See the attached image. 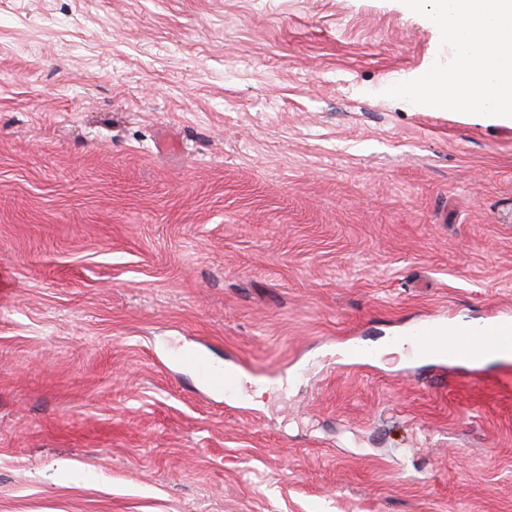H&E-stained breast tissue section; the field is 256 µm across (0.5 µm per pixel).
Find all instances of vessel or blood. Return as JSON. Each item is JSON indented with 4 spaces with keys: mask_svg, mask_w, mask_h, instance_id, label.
I'll list each match as a JSON object with an SVG mask.
<instances>
[{
    "mask_svg": "<svg viewBox=\"0 0 512 512\" xmlns=\"http://www.w3.org/2000/svg\"><path fill=\"white\" fill-rule=\"evenodd\" d=\"M409 341L419 355L462 367L474 352L487 347L512 351V315L480 324L451 323L439 317L426 319L410 331ZM174 358L194 367L213 391L230 394L237 387L234 367L214 366L191 351L176 352Z\"/></svg>",
    "mask_w": 512,
    "mask_h": 512,
    "instance_id": "b4317fda",
    "label": "vessel or blood"
}]
</instances>
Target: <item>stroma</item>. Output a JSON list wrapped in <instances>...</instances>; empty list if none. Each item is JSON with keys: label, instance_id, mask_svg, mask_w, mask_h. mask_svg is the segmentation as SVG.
I'll return each instance as SVG.
<instances>
[{"label": "stroma", "instance_id": "35a3bbf8", "mask_svg": "<svg viewBox=\"0 0 512 512\" xmlns=\"http://www.w3.org/2000/svg\"><path fill=\"white\" fill-rule=\"evenodd\" d=\"M402 0H0V512H512V121L387 97ZM235 363L224 396L170 360ZM408 336L417 354L463 367L470 364L474 352L486 347L512 351V315L507 313L480 324H449L434 317L418 323Z\"/></svg>", "mask_w": 512, "mask_h": 512}]
</instances>
